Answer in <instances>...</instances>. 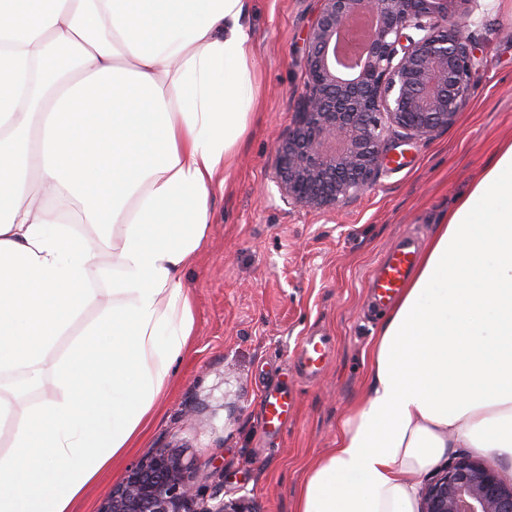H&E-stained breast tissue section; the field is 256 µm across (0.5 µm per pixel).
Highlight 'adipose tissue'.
I'll return each instance as SVG.
<instances>
[{"instance_id":"adipose-tissue-1","label":"adipose tissue","mask_w":512,"mask_h":512,"mask_svg":"<svg viewBox=\"0 0 512 512\" xmlns=\"http://www.w3.org/2000/svg\"><path fill=\"white\" fill-rule=\"evenodd\" d=\"M243 0H0V512H75L145 432L195 330L182 274L256 101ZM112 250L98 283L84 226ZM364 389L294 512H419L467 450L512 474V142L449 208L362 355Z\"/></svg>"}]
</instances>
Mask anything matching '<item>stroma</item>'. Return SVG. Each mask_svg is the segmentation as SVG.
Returning <instances> with one entry per match:
<instances>
[{
    "label": "stroma",
    "instance_id": "1",
    "mask_svg": "<svg viewBox=\"0 0 512 512\" xmlns=\"http://www.w3.org/2000/svg\"><path fill=\"white\" fill-rule=\"evenodd\" d=\"M319 7V0H245L240 23L254 45L257 102L224 187L210 199L207 245L183 274L196 318L191 348L175 363L143 438L76 512H96L132 464L165 446L196 455V482L207 492L254 497L260 512H293L309 462L333 447L367 378L362 349L382 320L369 311L375 265L407 232L427 241L497 148L512 141V0H489L473 17L479 66L455 124L397 146L396 162L341 210L288 202L274 145L294 128L305 39ZM312 334L329 337L332 348L310 382L290 354ZM273 385L295 401L279 436L266 435L259 406Z\"/></svg>",
    "mask_w": 512,
    "mask_h": 512
}]
</instances>
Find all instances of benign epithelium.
I'll return each mask as SVG.
<instances>
[{
    "mask_svg": "<svg viewBox=\"0 0 512 512\" xmlns=\"http://www.w3.org/2000/svg\"><path fill=\"white\" fill-rule=\"evenodd\" d=\"M304 50L298 119L276 147L283 198L338 210L392 161L388 132L432 137L456 122L476 66L467 33L478 0H321ZM377 28L362 63L336 65V35L354 15ZM197 460L159 448L131 467L98 512H257L246 496L211 504L195 486ZM421 512H512V484L492 466L458 454L422 490Z\"/></svg>",
    "mask_w": 512,
    "mask_h": 512,
    "instance_id": "obj_1",
    "label": "benign epithelium"
}]
</instances>
